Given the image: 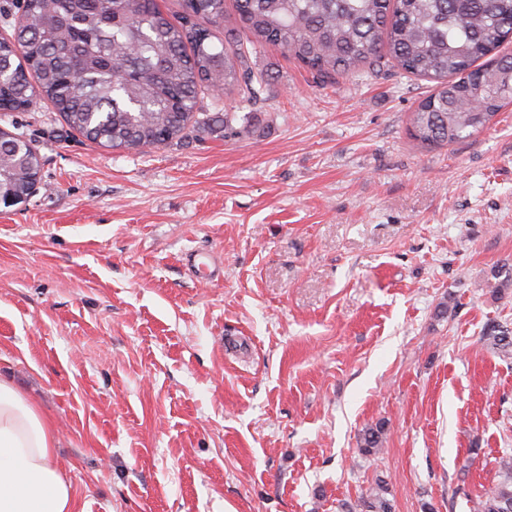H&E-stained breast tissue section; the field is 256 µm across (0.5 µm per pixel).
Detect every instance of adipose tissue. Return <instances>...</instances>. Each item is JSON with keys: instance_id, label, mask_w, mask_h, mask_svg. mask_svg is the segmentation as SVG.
<instances>
[{"instance_id": "obj_1", "label": "adipose tissue", "mask_w": 512, "mask_h": 512, "mask_svg": "<svg viewBox=\"0 0 512 512\" xmlns=\"http://www.w3.org/2000/svg\"><path fill=\"white\" fill-rule=\"evenodd\" d=\"M55 453L50 422L0 380V512H74L73 488Z\"/></svg>"}]
</instances>
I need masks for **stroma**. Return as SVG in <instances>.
<instances>
[{"mask_svg":"<svg viewBox=\"0 0 512 512\" xmlns=\"http://www.w3.org/2000/svg\"><path fill=\"white\" fill-rule=\"evenodd\" d=\"M245 64L260 97L201 101L240 137L112 151L46 101L0 112L43 183L0 203V377L76 512H345L379 480L395 512H474L512 456V356L483 339L512 329V105L423 149L431 80Z\"/></svg>","mask_w":512,"mask_h":512,"instance_id":"obj_1","label":"stroma"}]
</instances>
